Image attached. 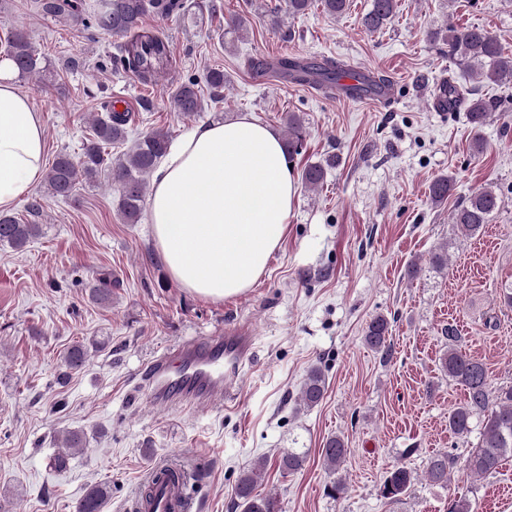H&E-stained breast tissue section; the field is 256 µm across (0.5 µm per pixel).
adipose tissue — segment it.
<instances>
[{
  "label": "adipose tissue",
  "instance_id": "ef3b65f1",
  "mask_svg": "<svg viewBox=\"0 0 512 512\" xmlns=\"http://www.w3.org/2000/svg\"><path fill=\"white\" fill-rule=\"evenodd\" d=\"M44 158L42 116L0 63V211L38 183ZM298 193L274 130L246 116L195 128L157 168L148 201L169 277L214 302L245 294L279 250Z\"/></svg>",
  "mask_w": 512,
  "mask_h": 512
}]
</instances>
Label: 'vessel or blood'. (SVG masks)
<instances>
[{"mask_svg": "<svg viewBox=\"0 0 512 512\" xmlns=\"http://www.w3.org/2000/svg\"><path fill=\"white\" fill-rule=\"evenodd\" d=\"M253 351V338L244 328L226 330L223 337L201 339L151 358L145 388L161 402L179 400L188 406L210 404L232 390ZM174 461L150 467L143 478L146 492H135L131 512H198L189 493L192 472L183 478L171 475Z\"/></svg>", "mask_w": 512, "mask_h": 512, "instance_id": "b4317fda", "label": "vessel or blood"}]
</instances>
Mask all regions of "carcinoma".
I'll use <instances>...</instances> for the list:
<instances>
[{
    "mask_svg": "<svg viewBox=\"0 0 512 512\" xmlns=\"http://www.w3.org/2000/svg\"><path fill=\"white\" fill-rule=\"evenodd\" d=\"M320 2L322 12L338 18L349 10V0H285V12L294 18L311 9L313 2ZM42 12L54 17L63 16L76 22L91 18L97 28L111 36L124 39L119 57L121 67L131 72L141 83L149 84L172 65V51L168 39L157 31L143 27L144 16L151 12L168 18L184 10L183 0H97L91 5L85 0H39ZM397 16V0H372L371 8L361 17L362 28L374 34L392 24ZM430 38L448 43V54L457 56L464 65L469 78L475 83L465 87L450 76L448 101L459 107L465 106L467 118L473 130L471 150L481 155L485 150L481 129L486 124L492 103L480 97L476 85L488 80L492 83L512 81V53L504 51L495 34L484 27L458 25L448 19L444 26L430 32ZM7 59L23 78L39 71L27 33L16 29L8 36ZM277 67L290 75L304 73L316 78L321 85L335 86L345 74L352 73L349 65L337 62L331 67L320 64L302 66L299 61L282 57ZM386 82L376 75L374 80L339 88L350 97L369 95L374 87ZM202 95L198 82L190 79L179 84L170 94V106L183 115L202 110ZM128 118L126 113L108 112L95 120L92 133L82 142L81 154L73 159L60 154L46 175L48 191L55 197L68 198L76 184L96 177L107 168L112 183L119 192L118 209L128 224L138 223L147 193L149 177L160 160L167 154L170 135L164 130H152L139 137L122 156L111 159L106 153L108 146L119 144L127 138ZM287 133L282 138V147L287 160L299 154L305 139V120L292 112L286 120ZM326 168L320 163L307 165L301 173L305 188L314 191L324 181ZM454 190V181L449 176L436 178L429 187L430 200L440 205L448 200ZM502 205L500 194L491 186H481L456 201L451 213L455 224L464 237L476 234L489 223ZM41 232V225L26 224L13 216L0 215V243L15 249L23 248ZM117 280L105 275L91 284L89 295L101 303L112 299V288ZM390 322L377 315L368 323L365 345L387 361L392 355L389 338ZM448 345L439 359V368L449 379L461 386L463 401L448 416V429L457 436L472 432L473 422H478L479 436L463 462V469L471 476L482 477L498 471L506 461L512 460V385L491 386L484 364L463 353L458 345L459 336L453 326L444 329ZM88 349L82 344L73 346L66 355L65 365L70 371L85 365ZM325 391V376L318 367L311 368L297 396V405L309 409L317 405ZM62 447L70 452L84 449L85 435L81 430H69L62 435ZM349 448L341 436L329 438L321 449L324 468L331 480L329 494L341 497L346 490L342 469ZM304 454L288 449L278 458V469L282 475L294 474L302 469ZM456 465V459L446 453H438L428 459L423 472L426 481L434 485H448V474ZM265 468L259 460L243 470L236 484V508L241 512H278L275 497L256 493V488ZM418 481V474L407 465L392 466L383 481L382 497L396 502L408 495ZM105 495L103 488H90L76 506V512H99Z\"/></svg>",
    "mask_w": 512,
    "mask_h": 512,
    "instance_id": "cac0c4a2",
    "label": "carcinoma"
}]
</instances>
